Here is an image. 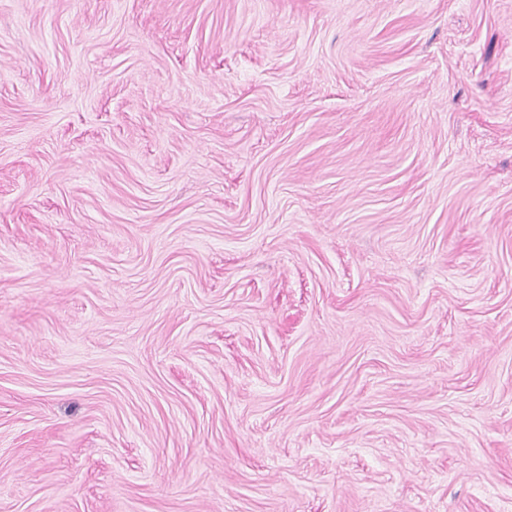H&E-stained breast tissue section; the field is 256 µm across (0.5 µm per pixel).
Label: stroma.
Returning a JSON list of instances; mask_svg holds the SVG:
<instances>
[{
  "mask_svg": "<svg viewBox=\"0 0 512 512\" xmlns=\"http://www.w3.org/2000/svg\"><path fill=\"white\" fill-rule=\"evenodd\" d=\"M0 512H512V0H0Z\"/></svg>",
  "mask_w": 512,
  "mask_h": 512,
  "instance_id": "obj_1",
  "label": "stroma"
}]
</instances>
